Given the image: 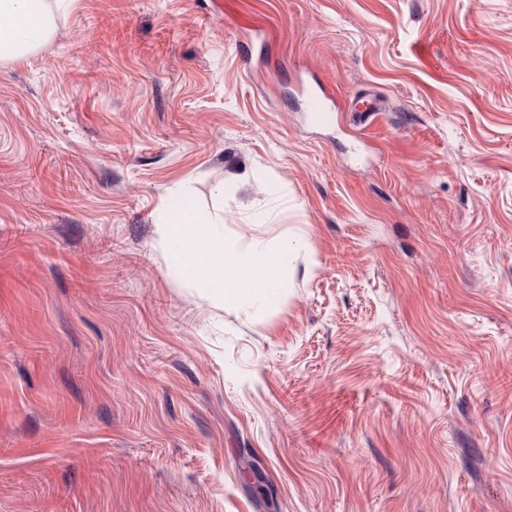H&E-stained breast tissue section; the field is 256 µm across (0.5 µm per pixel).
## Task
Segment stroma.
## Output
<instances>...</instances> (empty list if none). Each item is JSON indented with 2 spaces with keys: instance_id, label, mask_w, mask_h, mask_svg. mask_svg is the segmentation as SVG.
<instances>
[{
  "instance_id": "1",
  "label": "stroma",
  "mask_w": 512,
  "mask_h": 512,
  "mask_svg": "<svg viewBox=\"0 0 512 512\" xmlns=\"http://www.w3.org/2000/svg\"><path fill=\"white\" fill-rule=\"evenodd\" d=\"M184 183L277 309L179 273ZM0 512H512V0H74L0 60ZM299 95L302 98V112H304V116L310 124L330 126L336 123V108L329 104L328 97L305 88L299 91Z\"/></svg>"
}]
</instances>
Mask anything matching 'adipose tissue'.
<instances>
[{"label":"adipose tissue","instance_id":"ef3b65f1","mask_svg":"<svg viewBox=\"0 0 512 512\" xmlns=\"http://www.w3.org/2000/svg\"><path fill=\"white\" fill-rule=\"evenodd\" d=\"M52 33L45 0H0V59L34 52ZM162 236L181 275L222 307L265 313L287 290V245H243L225 235L223 216L201 224L191 213L178 212L163 224Z\"/></svg>","mask_w":512,"mask_h":512}]
</instances>
